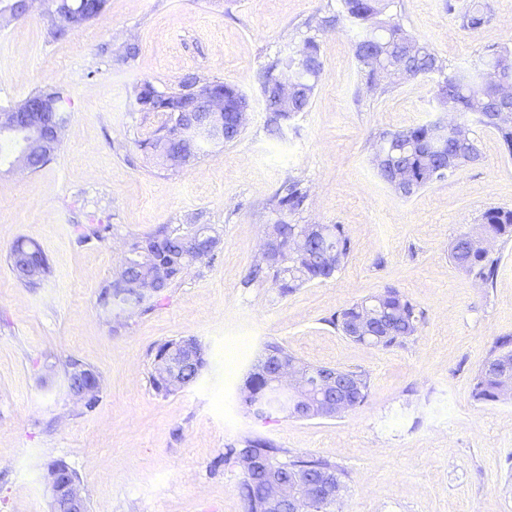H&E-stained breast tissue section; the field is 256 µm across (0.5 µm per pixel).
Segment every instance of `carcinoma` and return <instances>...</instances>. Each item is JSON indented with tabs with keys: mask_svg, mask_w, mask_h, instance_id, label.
Returning <instances> with one entry per match:
<instances>
[{
	"mask_svg": "<svg viewBox=\"0 0 512 512\" xmlns=\"http://www.w3.org/2000/svg\"><path fill=\"white\" fill-rule=\"evenodd\" d=\"M346 19L361 28L356 43V58L365 79L366 91L372 94L383 93L388 88L387 71L394 66H402L412 72L413 77H438L440 85L436 93L438 108L441 111L452 110L459 115L460 122L467 124L482 123L481 115L496 102V90L500 83H512V69L504 70L499 60L505 56L512 58V47L502 46L488 54L480 64L469 68H448L427 44L420 42L403 25L391 17L385 16L388 0H341ZM105 0H45V13L51 21L53 34L57 38L75 33L66 22V18H81L87 23L101 14ZM488 19L487 7L480 3L472 4L460 15L461 26L467 30H476ZM300 51L304 57L297 59L290 55L273 58L263 68L268 79L274 80L286 69L295 75L299 88L286 109L278 108L272 98L264 99L268 112L267 128L273 134H279L287 122L300 112L306 111L317 88L322 62L318 54L314 37L303 40ZM454 82L457 88L453 100H448L442 85ZM214 85L224 90V111L236 112L246 95L237 88L221 81H210L195 75L184 78L174 90L160 92L145 82L137 93L138 102L149 112H159L164 120L152 135L141 142L145 153L161 160L170 167L182 156L192 153L196 156L209 144L206 139L189 138L177 141L168 135L175 114H185L196 105L197 89ZM39 107L37 132L42 136L52 134L58 124H65L70 112V100L59 89L32 93L15 104V108L28 110ZM436 123H424L401 131L386 130L379 134L389 165L377 170L386 184H391L393 173L403 170L412 184V192H395L403 198L436 182L437 172L441 170L451 154L462 157L476 151L474 140L459 142L453 137L435 138ZM309 198L308 190L302 181L289 178L283 182L270 200V209L276 219L270 229L284 239L299 232L301 225L296 222L305 209ZM197 236V249L187 246L185 236L189 233ZM481 232L494 240H512V208L494 207L484 214ZM219 236L210 224H196L189 228L178 225L174 228L163 226L155 232L137 237L129 242L131 261L118 272L112 283L99 294L102 307L109 308L122 299L126 307L136 312L142 309L145 299L139 297L124 284L132 281L149 280L156 291L163 294L172 287L184 273L199 262L202 252L215 251ZM350 251V242L340 224L324 225V232L312 237L306 253L290 256L277 266L255 262L244 279V285L276 282L280 294L286 296L297 288L314 281L332 279L346 263ZM449 256L452 262L468 275L482 282L486 287L494 286L499 259L491 256L477 246V238L470 233L458 235L450 245ZM8 261L16 278L25 286L33 287L46 276L51 268L41 248L32 240L20 238L11 247ZM379 316L385 319L389 328L386 334L374 336L368 344L383 349L404 345L419 330L423 312L416 309L412 302L398 290L388 288L377 295ZM364 302H355L334 314L329 323L338 331L345 332V325L352 322L362 311ZM184 339L179 338L165 343L158 350L151 374L152 383L159 393H169L172 388L162 375V363L167 353L182 346ZM207 365V354L201 343H196L195 357L186 378L192 385ZM267 374L266 360L259 359L247 377L244 387L264 401L265 412L278 408V404L264 390ZM475 396L483 401L499 400L498 379L493 371L481 367L474 377ZM249 452L264 457L277 464L286 473L295 468H303L311 473L329 474L342 480L344 473L336 465L324 458L310 455L293 454L278 447L273 441L260 436H247L240 447L230 448L224 454V462L238 458ZM263 483L260 473L242 474L239 483L240 494L246 501L248 512H261L262 507L258 491Z\"/></svg>",
	"mask_w": 512,
	"mask_h": 512,
	"instance_id": "obj_1",
	"label": "carcinoma"
}]
</instances>
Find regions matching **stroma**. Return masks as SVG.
Returning a JSON list of instances; mask_svg holds the SVG:
<instances>
[{"label":"stroma","mask_w":512,"mask_h":512,"mask_svg":"<svg viewBox=\"0 0 512 512\" xmlns=\"http://www.w3.org/2000/svg\"><path fill=\"white\" fill-rule=\"evenodd\" d=\"M471 0H393L390 14L451 68L512 43V0H484L489 20L462 28ZM340 0H107L74 35L54 37L42 6L0 27V109L60 88L71 101L46 166L0 161V512H50L45 475H77L88 512H245L241 468L226 449L260 435L345 471L338 512H512V400L480 401L474 375L512 336V241L500 242L485 287L449 258L453 239L478 233L485 210L512 207V153L497 132L471 125L479 158L410 198L371 164L379 133L440 117L426 78L366 92ZM314 36L323 72L307 111L283 134L266 130L259 77L267 61ZM139 54L125 64L126 45ZM188 75L236 86L252 109L239 138L168 171L138 147L159 115L136 86L176 88ZM309 191L303 224L343 225L347 262L333 279L280 296L243 286L287 178ZM107 224L102 241H80ZM209 224L213 258L192 266L149 309L102 308L98 295L135 237L164 225ZM25 237L52 272L21 284L7 260ZM394 288L423 311L416 336L381 349L343 336L333 314ZM193 337L208 364L193 385L157 393L152 362L163 343ZM297 360L364 372L365 403L335 419L255 418L240 394L266 343ZM75 359L102 381L93 410L74 405L65 379Z\"/></svg>","instance_id":"stroma-1"}]
</instances>
